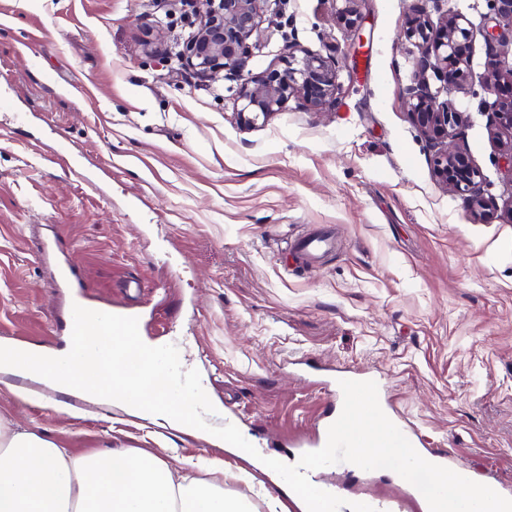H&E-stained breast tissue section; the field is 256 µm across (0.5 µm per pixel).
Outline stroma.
Returning a JSON list of instances; mask_svg holds the SVG:
<instances>
[{
    "label": "stroma",
    "instance_id": "1",
    "mask_svg": "<svg viewBox=\"0 0 512 512\" xmlns=\"http://www.w3.org/2000/svg\"><path fill=\"white\" fill-rule=\"evenodd\" d=\"M416 2L432 22L470 23L467 84L427 80L465 115L455 141L485 178L480 219L437 183L408 114ZM198 6L0 0V339L56 355L75 300L134 312L144 342L176 345L183 369L199 371L209 424H233L290 464L314 451L317 419L342 410L321 381H372L391 421L512 497V172L482 90L486 0H360L358 32L338 21V0H262L242 73L280 69L291 41L331 56L338 91L320 110L289 98L252 127L236 80L143 50L156 23L175 47ZM316 230L335 246L310 265L294 245ZM65 263L78 287H63ZM0 415L78 456L149 453L184 472L220 461L225 491L255 512L271 497L298 512L280 476L198 429L4 373ZM325 475L377 504L403 487L391 470L345 462Z\"/></svg>",
    "mask_w": 512,
    "mask_h": 512
}]
</instances>
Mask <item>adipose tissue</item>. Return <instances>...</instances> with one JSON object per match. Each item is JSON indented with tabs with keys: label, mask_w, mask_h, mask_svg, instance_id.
<instances>
[{
	"label": "adipose tissue",
	"mask_w": 512,
	"mask_h": 512,
	"mask_svg": "<svg viewBox=\"0 0 512 512\" xmlns=\"http://www.w3.org/2000/svg\"><path fill=\"white\" fill-rule=\"evenodd\" d=\"M0 512H252L220 484L175 473L155 455H73L0 418Z\"/></svg>",
	"instance_id": "1"
}]
</instances>
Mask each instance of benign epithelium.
<instances>
[{
  "label": "benign epithelium",
  "mask_w": 512,
  "mask_h": 512,
  "mask_svg": "<svg viewBox=\"0 0 512 512\" xmlns=\"http://www.w3.org/2000/svg\"><path fill=\"white\" fill-rule=\"evenodd\" d=\"M201 2L198 22L192 24L181 43L178 58L201 77L215 75L221 70L234 75L255 48L250 39L260 23L262 0ZM343 2L345 5L338 10V15L345 25L354 27L358 22L359 0ZM406 36L417 39L422 47L413 85L408 88L409 115L435 148L433 165L437 177L453 191L466 195L471 213L477 215L483 206L479 190L483 175L459 147L448 142V138L463 124L464 113L451 101L439 100L425 78L426 72L431 70L447 83L467 82L470 37L467 21L462 15L453 13L435 28L423 11L416 10L409 16ZM297 52L298 46L290 43L287 54L282 57V70L243 79L239 98L245 101V105L239 110V117L245 125H254L259 120L268 121L292 96L302 98L317 109L330 103L336 91V70L317 54L305 52L300 57ZM484 92L509 97L494 113V120L512 132V64L494 67L484 84Z\"/></svg>",
  "instance_id": "7a95c632"
}]
</instances>
